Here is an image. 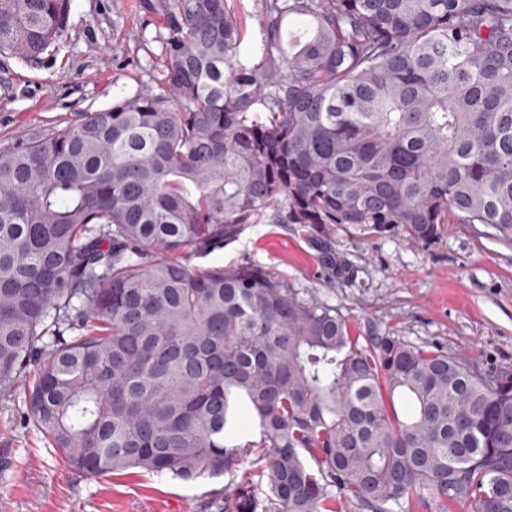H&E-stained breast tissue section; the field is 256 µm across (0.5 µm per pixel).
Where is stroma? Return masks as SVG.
I'll list each match as a JSON object with an SVG mask.
<instances>
[{
	"label": "stroma",
	"instance_id": "35a3bbf8",
	"mask_svg": "<svg viewBox=\"0 0 512 512\" xmlns=\"http://www.w3.org/2000/svg\"><path fill=\"white\" fill-rule=\"evenodd\" d=\"M158 27L143 0H71L66 37L38 62L0 54V148L35 129L136 95L163 70ZM331 247L349 272L331 279L321 246L300 225H246L203 258L262 266L302 297L333 306L360 340L393 334L512 369V247L481 224H453L433 243L342 227ZM29 382L0 395V465L9 512H210L229 483L264 493L258 451L235 471L191 482L136 470L100 478L72 469L28 418Z\"/></svg>",
	"mask_w": 512,
	"mask_h": 512
}]
</instances>
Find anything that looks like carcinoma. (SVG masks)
<instances>
[{
	"label": "carcinoma",
	"instance_id": "1",
	"mask_svg": "<svg viewBox=\"0 0 512 512\" xmlns=\"http://www.w3.org/2000/svg\"><path fill=\"white\" fill-rule=\"evenodd\" d=\"M146 6L163 80L0 150V392L34 366V426L94 476L220 477L251 414L267 491L214 512H512L511 369L361 345L260 266L191 264L267 218L309 228L336 275L345 225L511 246L512 0H262L248 65L227 0ZM69 10L0 0V54L37 61ZM398 512H474L470 502H451L448 505H442L436 499L430 496L418 497L410 496L402 504Z\"/></svg>",
	"mask_w": 512,
	"mask_h": 512
}]
</instances>
